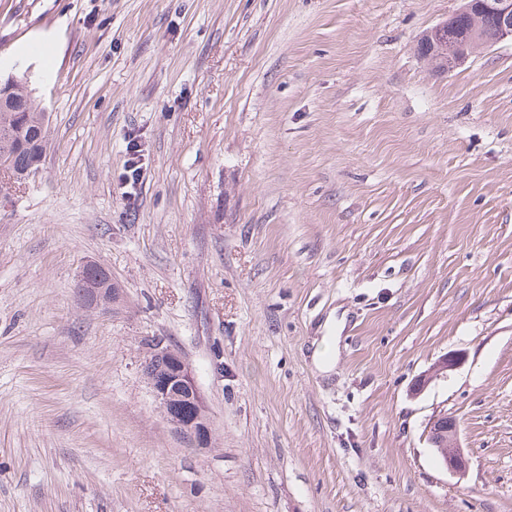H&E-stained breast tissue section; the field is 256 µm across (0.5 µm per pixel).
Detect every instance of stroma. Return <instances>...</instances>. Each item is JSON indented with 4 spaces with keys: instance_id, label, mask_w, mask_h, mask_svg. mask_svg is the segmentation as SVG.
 <instances>
[{
    "instance_id": "1",
    "label": "stroma",
    "mask_w": 512,
    "mask_h": 512,
    "mask_svg": "<svg viewBox=\"0 0 512 512\" xmlns=\"http://www.w3.org/2000/svg\"><path fill=\"white\" fill-rule=\"evenodd\" d=\"M461 5L0 0V78L48 118L38 173L0 179V512H512V40L416 51ZM90 263L112 304L82 305ZM147 336L192 367L208 452ZM127 159L124 162L125 180L134 189L142 177L141 150L137 145L129 144L126 148ZM150 352L169 365L167 374V365L150 356L145 359L144 371L147 375L156 376L154 378L146 375L171 431L184 439L193 450L206 452L211 443L212 425L207 402L197 387L191 367L181 353L162 337H153ZM181 401L189 403L192 417L182 420L173 416L171 408ZM427 436L444 468L453 475L464 476L467 460L460 444L458 426L448 413H438L428 422Z\"/></svg>"
}]
</instances>
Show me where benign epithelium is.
<instances>
[{"mask_svg": "<svg viewBox=\"0 0 512 512\" xmlns=\"http://www.w3.org/2000/svg\"><path fill=\"white\" fill-rule=\"evenodd\" d=\"M480 5L498 19L497 41L512 39V0H480ZM437 53L438 59L446 68L459 65L468 55L465 50L449 55L443 45L438 47ZM150 352L169 365V372L165 377L158 380L151 376L147 381L171 431L184 439L193 450L207 451L211 443L212 425L207 402L197 387L191 367L181 353L162 337H153ZM459 361L460 357L457 355L445 357L419 379L417 387L424 388L434 376L452 369ZM182 401L188 402L193 412L192 417L185 420L173 416V406ZM427 436L444 468L453 475L463 476L467 460L460 444L455 419L446 413L436 414L428 422Z\"/></svg>", "mask_w": 512, "mask_h": 512, "instance_id": "obj_1", "label": "benign epithelium"}]
</instances>
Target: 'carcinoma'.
<instances>
[{
	"label": "carcinoma",
	"mask_w": 512,
	"mask_h": 512,
	"mask_svg": "<svg viewBox=\"0 0 512 512\" xmlns=\"http://www.w3.org/2000/svg\"><path fill=\"white\" fill-rule=\"evenodd\" d=\"M456 31L445 35L448 52H453L459 32L479 28L489 38L495 36V20L478 13H463L456 20ZM0 170L21 183L39 169L47 144L46 114L31 97L27 81L10 79L0 81ZM84 302L99 305L112 301V282L95 264L84 267L78 283Z\"/></svg>",
	"instance_id": "cac0c4a2"
}]
</instances>
